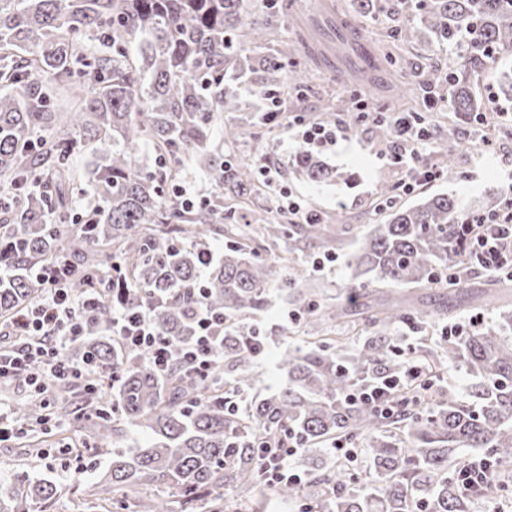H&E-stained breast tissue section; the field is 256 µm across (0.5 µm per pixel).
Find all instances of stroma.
I'll list each match as a JSON object with an SVG mask.
<instances>
[{
  "mask_svg": "<svg viewBox=\"0 0 512 512\" xmlns=\"http://www.w3.org/2000/svg\"><path fill=\"white\" fill-rule=\"evenodd\" d=\"M397 82L394 77L381 75L378 84L365 89L348 83L340 73L324 68L315 72L299 99L290 105L287 123H326L336 128L334 144L309 148L294 134L285 132L283 123L267 124L262 130L261 150L258 165H268L278 171V185L290 192L307 211L317 214L324 223L339 224L343 227L340 240L324 238L302 240L294 254L296 260L312 264L324 254L336 255L335 265L313 272L308 287L319 289L327 295H337L341 288L351 282L352 272L347 266V256L356 249L372 224L379 220L374 204L384 186L397 184L404 178V171L390 161L397 150L394 136L382 133L383 125L391 124L394 113L403 111L404 105L396 95ZM473 94L488 108V122L478 125L472 119L443 112L425 105L421 108L418 129L426 137L419 144L420 163L423 167L435 169L441 155L457 141H467L469 147L458 157L461 180L448 182L439 179L415 185L413 190L400 194L401 203L411 205L422 197L434 194L455 196L462 211L487 213L500 203L503 192L512 183V101L505 99L496 83L489 77H482L472 85ZM337 99L368 98L380 106V114H368L366 121L357 129H349L343 113L324 117L321 106L328 96ZM238 109L223 114L222 124L216 127L213 145L220 149L225 160L235 161L249 154L251 145L245 141L225 140V126H247L256 112L265 110L263 99L249 91H242ZM507 110V118H499V110ZM491 140L494 152L482 149L483 140ZM312 152L329 166L336 169L338 177L330 183H315L305 179L296 168L299 154ZM406 298L416 304L432 308L447 306L445 323L456 324L476 317L490 321L496 310L482 308L477 303L448 304L446 290L440 288H409ZM292 307L278 293H271L270 302L264 311L249 316L248 321L262 329H284V336L276 337L268 353L255 358L253 365V388L243 393V400H250L255 393L276 390L286 382V374L278 366L280 355L288 349V339L301 335V321H286L285 316ZM89 435L79 428L75 416H60L49 426L35 428L27 437L13 438L0 442V479L46 478L63 485L74 486L75 491L58 499L52 512H84L85 506L79 494L81 487L92 483L97 473L110 462L111 451L89 449L82 461L83 472H64L58 460L43 459L38 449L53 451L88 442Z\"/></svg>",
  "mask_w": 512,
  "mask_h": 512,
  "instance_id": "obj_1",
  "label": "stroma"
}]
</instances>
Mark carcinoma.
I'll list each match as a JSON object with an SVG mask.
<instances>
[{"label": "carcinoma", "mask_w": 512, "mask_h": 512, "mask_svg": "<svg viewBox=\"0 0 512 512\" xmlns=\"http://www.w3.org/2000/svg\"><path fill=\"white\" fill-rule=\"evenodd\" d=\"M355 12L336 23L380 14L401 16L381 40L379 67L405 77L401 54L418 34L438 47L473 38L461 69L416 66L411 81L400 82L401 97L450 96L444 111L483 113L471 91L477 65H493L512 54V0H354ZM293 0H282L248 18L244 0H0V185L26 190L0 210V242L17 238L24 248L3 253L9 277L0 284V318L8 322L38 292L35 267L54 260L68 263L71 293L84 298L104 283V299L87 322L88 336L77 360L110 363L119 372L115 393L97 403L95 445L119 435L116 420L146 430L145 446L112 453L89 496L112 502L134 499L139 512H226L224 491L239 496L245 512H259L252 496L265 479L263 447L275 448L291 428L304 444V457L328 455L335 440L364 450L378 480L339 457L318 460L301 482H283L273 496L308 512H474L475 502L460 489L465 451L476 449L506 468L512 458V313L466 336L431 339L425 335L441 313L407 301L402 286L439 287L448 296L468 294L461 272L471 265L467 235L457 199L436 195L414 206L384 190L372 226L347 264L359 283L334 302L305 287L306 269L297 262L283 275L282 257H263L239 245L244 224L224 225V211L247 205L254 189L252 164L230 165L209 145L219 114L235 107L239 87L265 99L294 93L329 62L313 35L314 19L292 29L293 38L275 53L251 55V45L273 41ZM112 51L98 49L86 33ZM139 41L130 57L127 44ZM350 77L376 84L373 71L348 61ZM348 112L351 126L365 119L347 104L328 102L330 115ZM261 117L252 129H224V139L260 138ZM94 144L85 173L74 155ZM154 148V168L136 165L143 144ZM460 143L445 153L440 173L448 182L461 177ZM199 155L219 186L214 199L192 208L170 202L163 186L176 183L183 157ZM298 171L314 182L336 178L317 157L301 154ZM235 197L224 205V178ZM72 218L79 234L67 241L50 216ZM272 239L331 236L330 226L263 224ZM225 237L224 252L210 260L199 280L200 258L211 255L209 234ZM448 278L435 281L439 275ZM506 279L481 293L484 305L502 299ZM384 286L369 300L371 286ZM291 298L303 319L304 346L281 356L288 382L255 399L242 411L237 396L252 387L256 346L272 337L240 318L268 305L270 291ZM147 306L159 332L177 348L193 339V313L202 305L224 315V337L213 341V368L200 378L175 361L163 378L132 351H118L99 335L112 324V304ZM365 307L368 335L359 340L334 335L346 327L353 309ZM417 335L408 358L394 345L396 328ZM436 381L446 365L464 363L474 374L473 402L447 397L437 385L406 389L410 404L392 415L346 395L361 380L400 376L411 363ZM25 423L44 420L40 400L13 406ZM61 492L53 481L0 482V512H48Z\"/></svg>", "instance_id": "cac0c4a2"}]
</instances>
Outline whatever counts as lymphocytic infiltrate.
Instances as JSON below:
<instances>
[{
	"instance_id": "lymphocytic-infiltrate-1",
	"label": "lymphocytic infiltrate",
	"mask_w": 512,
	"mask_h": 512,
	"mask_svg": "<svg viewBox=\"0 0 512 512\" xmlns=\"http://www.w3.org/2000/svg\"><path fill=\"white\" fill-rule=\"evenodd\" d=\"M393 132L398 141L409 146L411 165L406 171L402 190L414 184L438 179L437 171L417 165L416 145L422 134L407 117H397ZM462 226L469 237L475 263L492 274L512 275V187L504 191L498 210L488 214H467ZM70 276L67 264L50 262L37 268L34 279L39 292L27 310L9 322L13 344L0 349V379L25 375L33 392L42 402H49V387L63 382L84 384L87 393L97 386L116 382L118 372L108 365L71 360L67 350L85 334L83 319L99 305L97 296L83 300L71 296L65 283ZM224 333L223 317L206 308L195 312V337L180 348H173L154 324L149 308L125 306L112 310V336L125 349L143 354L149 366L160 375L166 374L174 361L188 365L199 376H207L213 366L210 345ZM422 370L411 367L401 377L383 378L354 387L349 399L375 405L383 413H391L398 388L421 377Z\"/></svg>"
}]
</instances>
